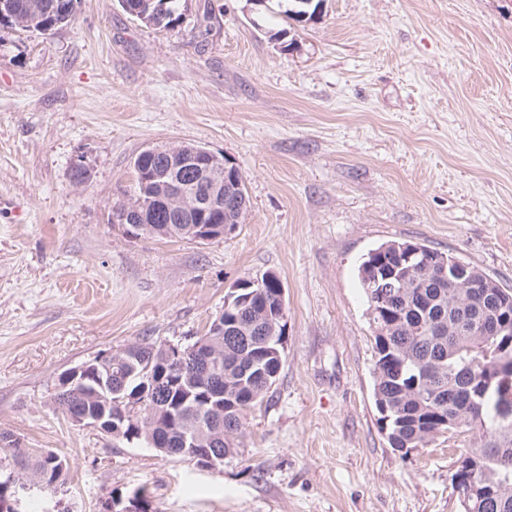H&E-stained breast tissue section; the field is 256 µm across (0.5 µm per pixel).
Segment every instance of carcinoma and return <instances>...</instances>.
I'll return each instance as SVG.
<instances>
[{"label":"carcinoma","instance_id":"obj_1","mask_svg":"<svg viewBox=\"0 0 512 512\" xmlns=\"http://www.w3.org/2000/svg\"><path fill=\"white\" fill-rule=\"evenodd\" d=\"M181 0H153L149 26L167 29L180 22ZM322 0H289L284 16L297 23L315 18ZM80 0H0V24L42 35L75 19ZM245 185L225 177L224 206L218 212L226 224H240ZM142 236L181 237L178 216L147 204ZM406 240H391L370 250L358 268L365 297L389 275L401 282L393 304L370 316L374 329V397L386 414L385 435L393 448H423L457 421L456 433L470 435V448L456 460L463 480L456 491L463 512H512V410L502 408L509 398L497 387L482 392L504 357L512 360V289L496 282L481 288L453 285L422 263L432 247L417 242L419 252L402 254ZM275 274L253 288H231L224 303V338L213 349L224 366V453L239 447L243 420L275 383L282 368L284 346L281 321L285 306L279 299ZM143 343L126 364V393L142 385L141 363L163 358ZM166 409L172 424L195 422L196 397L182 396L169 385L152 395ZM55 452L11 447L14 470H41L53 477Z\"/></svg>","mask_w":512,"mask_h":512}]
</instances>
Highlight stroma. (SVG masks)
Instances as JSON below:
<instances>
[{"label": "stroma", "instance_id": "1", "mask_svg": "<svg viewBox=\"0 0 512 512\" xmlns=\"http://www.w3.org/2000/svg\"><path fill=\"white\" fill-rule=\"evenodd\" d=\"M158 30L81 0L50 35L0 25V430L69 463L18 512H461L468 439L391 448L357 277L388 240L512 288V0H182ZM242 171L243 223L205 243L132 238L112 209L150 145ZM83 180H75V168ZM285 289L282 368L209 468L71 423L59 375L141 341L189 345L237 281ZM291 2L288 4V8L284 11V16L288 20H292L297 23H303L306 21L314 20L317 11L320 7L322 0H317L313 4L314 0H285Z\"/></svg>", "mask_w": 512, "mask_h": 512}]
</instances>
